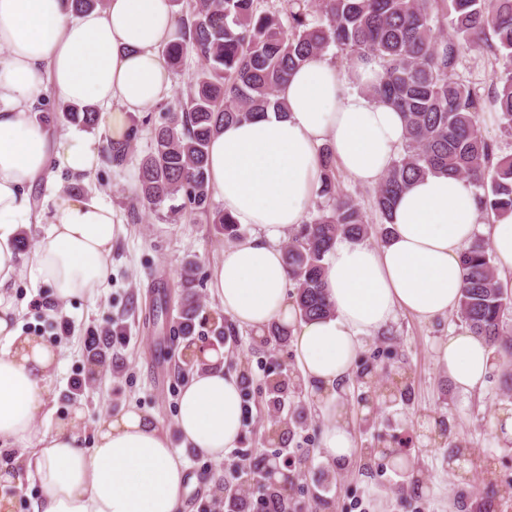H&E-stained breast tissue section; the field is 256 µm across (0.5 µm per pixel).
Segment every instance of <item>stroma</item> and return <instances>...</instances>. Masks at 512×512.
Wrapping results in <instances>:
<instances>
[{
    "instance_id": "obj_1",
    "label": "stroma",
    "mask_w": 512,
    "mask_h": 512,
    "mask_svg": "<svg viewBox=\"0 0 512 512\" xmlns=\"http://www.w3.org/2000/svg\"><path fill=\"white\" fill-rule=\"evenodd\" d=\"M149 147L141 135L134 160L122 168L100 163L86 178L71 176L53 164L50 176L40 177L29 190L33 220L22 225L29 239L24 263H31L46 236L43 215L54 203V185L91 194L111 205L123 230L112 242L110 273L94 299L55 302L48 288L23 275L1 289L17 312L23 335L43 338L61 350L48 381L52 418L79 413L77 427L91 436L99 424L122 408L134 405L154 413L171 432L186 380L180 370L186 343L170 341L166 328L177 320L176 308L154 317L152 300L158 287L176 288L186 262H196L204 281V316L221 312L211 293L213 267L228 243L201 216L184 214L178 222L163 212L128 203L137 183L138 158ZM67 320L68 332L58 323ZM123 327V338L112 347V370L91 388L73 390L92 337L104 335L111 324ZM457 312L425 322L401 312L387 332L368 338L336 397L346 408L355 452L343 466H331L319 454L328 419L316 407L309 388H298L293 345L280 346L254 331L237 328L223 344L224 360L246 373L250 384L243 417L242 447L223 460L184 449L191 495L179 512H200L212 486L243 455L289 454L295 459L298 490L292 499L296 512H512V502L482 498L488 482L512 484V444L499 438L493 424L501 410L512 407V392L503 385V369L487 376L482 388L465 393L454 387L436 359V348L450 331L461 328ZM279 373L285 389L279 396L285 415L305 412L303 423L290 433L267 439L264 433L271 408L259 394L268 371ZM172 444H179L173 436ZM464 455H457V445ZM405 449L413 461L410 472L392 466L388 449Z\"/></svg>"
}]
</instances>
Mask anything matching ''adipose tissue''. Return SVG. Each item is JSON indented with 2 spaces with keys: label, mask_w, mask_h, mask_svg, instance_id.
I'll list each match as a JSON object with an SVG mask.
<instances>
[{
  "label": "adipose tissue",
  "mask_w": 512,
  "mask_h": 512,
  "mask_svg": "<svg viewBox=\"0 0 512 512\" xmlns=\"http://www.w3.org/2000/svg\"><path fill=\"white\" fill-rule=\"evenodd\" d=\"M178 27L173 0H106L71 15L64 0H0V287L21 275L49 288L57 300L94 298L106 282L112 241L121 230L109 204L59 190L49 232L31 265L16 249L29 223L27 189L60 159L71 175L93 173L97 143L80 132L51 138L29 112L44 89L75 105L101 108L113 140L131 118L171 93L160 49ZM383 76L377 60L350 57L339 69L319 56L280 88L285 115L224 127L209 145V177L224 210L252 236L225 249L211 288L240 328L263 333L276 323L294 337L302 377L330 416L320 454L347 462L354 441L336 388L350 375L366 337L383 332L398 312L431 321L455 309L464 288L461 255L476 227L486 224L500 270L512 272V217L487 222L474 189L447 175L413 182L392 214L390 240L373 247L337 241L325 263L330 316L300 320L288 297V269L279 247L303 224L320 186L318 152L330 146L356 181L378 183L405 140L402 114L373 97ZM0 443L24 444L22 461L40 488L34 512H176L186 487V461L154 414L130 406L101 424L92 439L74 419L36 431L48 416L47 380L55 347L21 335L11 303L0 298ZM204 370L184 385L176 428L185 446L222 460L238 447L243 401L239 379L225 371L221 351L203 352ZM437 361L456 388L480 386L496 366L493 349L470 329L451 331Z\"/></svg>",
  "instance_id": "obj_1"
}]
</instances>
